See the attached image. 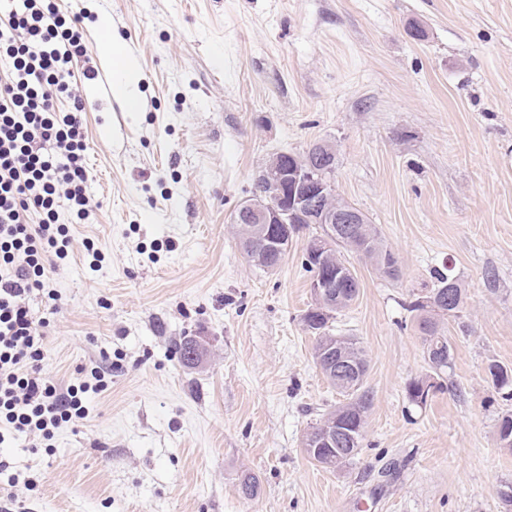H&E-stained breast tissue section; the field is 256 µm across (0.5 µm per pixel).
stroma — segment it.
Instances as JSON below:
<instances>
[{
    "label": "stroma",
    "instance_id": "35a3bbf8",
    "mask_svg": "<svg viewBox=\"0 0 512 512\" xmlns=\"http://www.w3.org/2000/svg\"><path fill=\"white\" fill-rule=\"evenodd\" d=\"M83 15L90 64L100 23L133 57L140 111L101 80L83 87L91 224H70L50 274L42 363L67 384L112 356L89 416L52 452L10 448L37 472L24 512H502L512 451L489 363L512 367V0H57ZM329 142L336 193L398 260L378 274L344 258L359 294L333 331L368 359L372 408L359 456L326 469L310 426L343 401L314 358V299L296 236L276 271L247 259L233 217L275 153ZM106 256L91 271L84 244ZM450 266L467 299L444 391L406 305ZM207 339L190 369L175 350ZM257 496L239 490L242 475Z\"/></svg>",
    "mask_w": 512,
    "mask_h": 512
}]
</instances>
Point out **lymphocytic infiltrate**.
<instances>
[{
    "mask_svg": "<svg viewBox=\"0 0 512 512\" xmlns=\"http://www.w3.org/2000/svg\"><path fill=\"white\" fill-rule=\"evenodd\" d=\"M86 53L83 30L56 0H15L0 22V476L23 495L35 485L13 473L3 449L47 444L86 419L88 395L108 386L101 370L63 386L44 375L47 323L31 307L40 294L55 300L47 274L70 257L60 210L78 224L94 214L79 88L96 72L77 68Z\"/></svg>",
    "mask_w": 512,
    "mask_h": 512,
    "instance_id": "lymphocytic-infiltrate-1",
    "label": "lymphocytic infiltrate"
}]
</instances>
